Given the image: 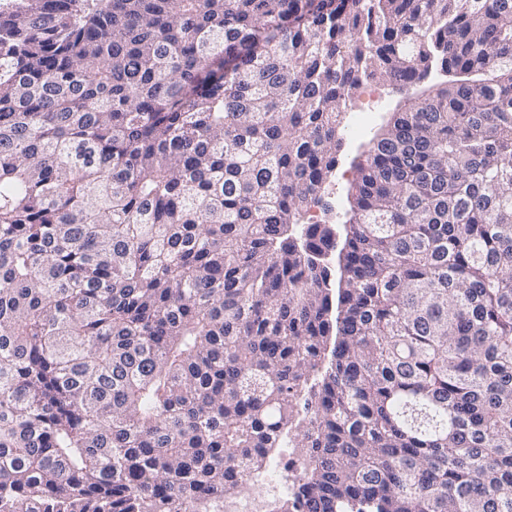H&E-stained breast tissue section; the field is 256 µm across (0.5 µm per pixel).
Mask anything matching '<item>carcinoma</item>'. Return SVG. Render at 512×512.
I'll return each instance as SVG.
<instances>
[{"instance_id":"1","label":"carcinoma","mask_w":512,"mask_h":512,"mask_svg":"<svg viewBox=\"0 0 512 512\" xmlns=\"http://www.w3.org/2000/svg\"><path fill=\"white\" fill-rule=\"evenodd\" d=\"M288 446L301 512H512V0H0V512ZM363 87L362 92L355 95L349 107L345 120L347 133L343 131L342 147L337 153L336 168L323 186L322 196L324 203L328 206L327 210L312 209L310 212V216L313 217L312 222L341 224L342 215L348 208V192L355 177L354 169L351 166L352 159L364 149L363 144L379 130L387 116L390 115L389 113L392 112L395 103L401 98V94L397 90L382 84L368 83ZM370 88L376 93L368 94L367 91ZM359 110L367 112H358ZM353 112H357L351 128L355 135L363 134L372 121L360 140H352L348 135V126Z\"/></svg>"}]
</instances>
